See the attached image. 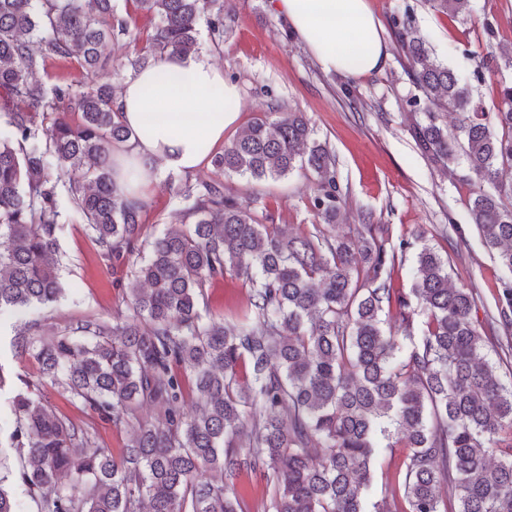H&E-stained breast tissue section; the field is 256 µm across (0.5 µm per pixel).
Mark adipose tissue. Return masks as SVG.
Listing matches in <instances>:
<instances>
[{
	"mask_svg": "<svg viewBox=\"0 0 512 512\" xmlns=\"http://www.w3.org/2000/svg\"><path fill=\"white\" fill-rule=\"evenodd\" d=\"M324 71L347 76L384 65L381 26L368 0H274ZM237 86L204 53L165 54L133 69L116 100L134 139L112 151V177L127 199L147 200L158 165L192 173L224 145L238 119Z\"/></svg>",
	"mask_w": 512,
	"mask_h": 512,
	"instance_id": "ef3b65f1",
	"label": "adipose tissue"
}]
</instances>
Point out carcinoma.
<instances>
[{
	"label": "carcinoma",
	"mask_w": 512,
	"mask_h": 512,
	"mask_svg": "<svg viewBox=\"0 0 512 512\" xmlns=\"http://www.w3.org/2000/svg\"><path fill=\"white\" fill-rule=\"evenodd\" d=\"M428 2L450 18L465 5ZM136 3L159 18L142 65L196 51L204 13L220 39L235 20L231 0ZM389 28L419 90L406 101L421 115L417 149L470 187V221L512 272V180H503L512 171V80L499 82L487 112L418 35L413 8L391 15ZM119 38L140 41L112 0H0V99L16 105L0 127V315L47 309L64 294L66 202L107 261L148 252L114 324L88 318L44 335L33 319L14 336L43 383L130 430L115 457L91 426L59 415L30 385L16 391L8 447L37 512H247L245 475L272 486L263 512H390L370 503L383 446L405 450L392 486L402 512H512V384L484 361L476 300L450 283L449 260L417 238L394 244L372 224L354 238L337 234L336 161L292 111L254 119L211 164L259 181L308 167L319 176L311 202L324 225L293 235L222 183L201 181L183 191L189 223L143 237L145 205L112 179V148L132 139L115 109L120 87L48 89L39 77L49 59H75L92 74L103 43ZM504 66L512 69V49L487 53L473 77ZM449 111L461 117L451 134ZM39 114L50 126L39 127ZM412 249L405 293L392 272ZM227 275L251 284L234 323L202 313L207 288ZM385 313L392 330L382 328ZM144 402L156 420L138 416ZM0 512H19L1 472Z\"/></svg>",
	"instance_id": "cac0c4a2"
}]
</instances>
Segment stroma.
I'll list each match as a JSON object with an SVG mask.
<instances>
[{
  "mask_svg": "<svg viewBox=\"0 0 512 512\" xmlns=\"http://www.w3.org/2000/svg\"><path fill=\"white\" fill-rule=\"evenodd\" d=\"M370 4L385 26L388 57L380 70L358 77L324 71L274 10L272 0H234L236 20L222 41H214L208 25L200 24V51L223 67L239 88L233 104L238 122L226 130L225 138L233 140L239 128L275 106L305 113L315 140L336 158L341 194L338 223L348 228L366 218L388 226L392 239L423 237L449 259L453 284L471 289L479 310L496 315L500 283L512 274L499 265L470 224L468 188L434 170L416 150L410 133L415 116L406 105L416 88L386 24L393 13L412 5L416 24L438 59L463 82L473 83L476 96L490 112L497 102V80L491 77L474 84L473 70L491 46L512 45V0H468L465 12L450 20L431 10L426 0H370ZM484 17L495 23V38L484 34L480 25ZM137 56V46L128 40L112 41L103 49L97 82L122 84ZM214 175L209 165L194 173L160 168L142 214L145 232L154 234L177 223L186 206L185 185ZM222 181L225 194L267 210L274 223L296 231L319 221L310 208L317 189V176L310 169H295L278 180L226 174ZM58 240L69 288L53 308L38 311V318L49 328L87 316L111 319L139 256L106 261L86 225L68 217L60 225ZM249 289V283L234 277L214 280L208 289L211 314L234 319ZM13 336L12 319L1 318L0 373L6 383L0 387V436L4 438L12 430L9 401L14 391L22 383L39 381L37 364L15 353ZM403 455L400 448L380 449L374 473L375 496L386 499L392 512L405 506L402 498L392 497L389 485Z\"/></svg>",
  "mask_w": 512,
  "mask_h": 512,
  "instance_id": "obj_1",
  "label": "stroma"
}]
</instances>
